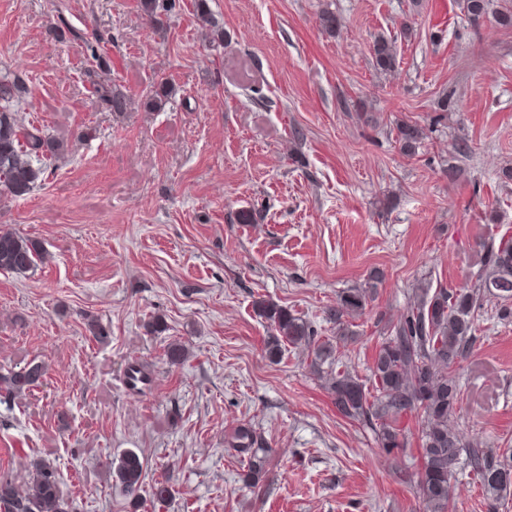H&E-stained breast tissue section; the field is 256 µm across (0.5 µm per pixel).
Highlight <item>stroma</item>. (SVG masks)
Returning a JSON list of instances; mask_svg holds the SVG:
<instances>
[{
	"label": "stroma",
	"mask_w": 512,
	"mask_h": 512,
	"mask_svg": "<svg viewBox=\"0 0 512 512\" xmlns=\"http://www.w3.org/2000/svg\"><path fill=\"white\" fill-rule=\"evenodd\" d=\"M192 3L158 31L138 0H0V76L25 79L21 118L66 147L29 194L0 193V229L48 253L28 277L0 272V372L47 370L0 403V475L53 460L71 512H423L419 413L399 421L405 448L382 454L305 351L267 358L253 303L286 306L326 338L338 291L383 271L341 349L366 380L421 281L458 287L478 272L480 242L512 240V28H472L462 0H209L225 32L212 49ZM326 8L342 19L333 35L319 25ZM100 35L127 111L92 93L88 44ZM379 35L396 41L394 74L373 67ZM161 80L173 93L153 112ZM404 118L427 134L410 156L393 131ZM461 138L470 152L452 182ZM92 317L108 342L90 335ZM176 342L188 358L172 366ZM134 362L155 375L140 392L123 385ZM455 372L466 446L512 441V322L481 321ZM246 422L271 450L257 490L226 444ZM128 449L145 462L136 505L112 470ZM164 476L175 494L160 505ZM450 484L452 512H489L467 468Z\"/></svg>",
	"instance_id": "obj_1"
}]
</instances>
